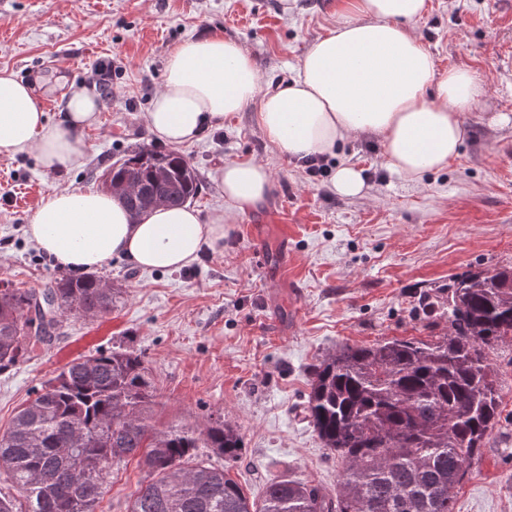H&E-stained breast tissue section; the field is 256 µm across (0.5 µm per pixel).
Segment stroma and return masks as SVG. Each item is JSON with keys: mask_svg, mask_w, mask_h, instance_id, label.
<instances>
[{"mask_svg": "<svg viewBox=\"0 0 512 512\" xmlns=\"http://www.w3.org/2000/svg\"><path fill=\"white\" fill-rule=\"evenodd\" d=\"M0 0V69L33 87L58 120L68 96L97 93L110 71L84 154L44 173L34 154H0V285L42 289L61 267L26 226L49 195L101 188V175L134 146L155 147L147 113L170 50L213 34L243 44L263 84L285 85L310 44L330 28L338 0ZM416 32L439 67L470 70L488 106L463 113L466 139L446 169L412 182L392 172L377 140L340 146L334 164L367 173L364 196H338L299 159L266 140L252 109L204 128L176 151L196 170L191 199L203 222L224 221V238L176 271H144L115 258L97 269L122 289L111 314L62 318L30 359L0 371V428L71 360L122 345L141 353L161 394L158 424L205 427L220 414L245 446L228 466L249 498L287 476L335 493L344 463L323 448L302 414L313 364L346 344L390 338L435 340L446 329L423 315V295L456 275L512 266V10L497 0H429ZM264 163L275 189L244 213L224 198L225 162ZM502 386L501 420L458 488L454 512H512V342L490 353ZM146 476L136 460L116 464L97 512H128Z\"/></svg>", "mask_w": 512, "mask_h": 512, "instance_id": "35a3bbf8", "label": "stroma"}]
</instances>
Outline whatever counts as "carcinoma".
<instances>
[{
	"instance_id": "cac0c4a2",
	"label": "carcinoma",
	"mask_w": 512,
	"mask_h": 512,
	"mask_svg": "<svg viewBox=\"0 0 512 512\" xmlns=\"http://www.w3.org/2000/svg\"><path fill=\"white\" fill-rule=\"evenodd\" d=\"M134 180L122 198L133 218L158 197L194 198L197 172L175 152L138 146L102 174ZM423 310L446 318L437 340L388 339L343 346L311 370L304 418L345 462L336 496L274 477L250 500L231 477L199 458L209 448L236 460L238 428L219 416L203 430L153 424L157 388L141 354L98 351L65 365L0 433V475L18 496L0 512H96L112 465L147 469L129 512H454L457 489L501 418V388L489 353L512 337V266L453 278ZM116 294L94 275H62L42 291L0 289V370L51 338L57 317L112 311Z\"/></svg>"
}]
</instances>
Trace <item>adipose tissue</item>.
<instances>
[{
  "label": "adipose tissue",
  "mask_w": 512,
  "mask_h": 512,
  "mask_svg": "<svg viewBox=\"0 0 512 512\" xmlns=\"http://www.w3.org/2000/svg\"><path fill=\"white\" fill-rule=\"evenodd\" d=\"M428 0H340L336 22L304 53L288 87L264 89L249 52L210 35L169 53L147 123L157 141L179 145L208 126L255 106L268 141L296 158L330 155L347 138L378 137L392 170L408 179L447 167L465 139L462 113L485 105L488 91L471 71L439 70L415 33ZM99 103L78 90L50 121L31 87L0 69V153L34 154L44 172L78 163ZM224 196L240 210L263 203L274 188L255 160L226 162ZM28 232L64 268L94 271L112 258L144 269H179L203 244L224 237L220 221L198 210L159 206L131 221L120 198L101 189L54 192L35 211Z\"/></svg>",
  "instance_id": "1"
}]
</instances>
